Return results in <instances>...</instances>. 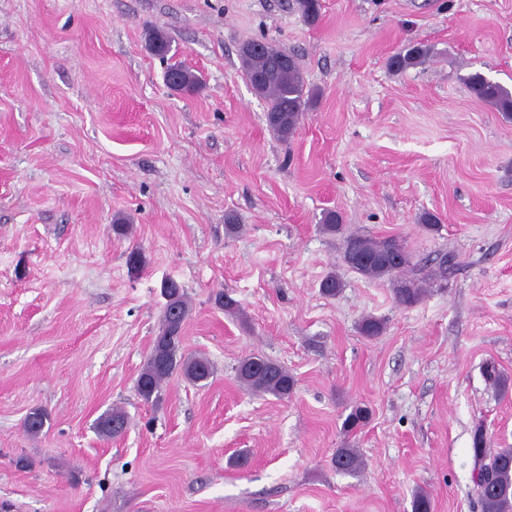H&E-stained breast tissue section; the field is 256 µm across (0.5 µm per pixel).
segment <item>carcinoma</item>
<instances>
[{"label": "carcinoma", "instance_id": "obj_1", "mask_svg": "<svg viewBox=\"0 0 512 512\" xmlns=\"http://www.w3.org/2000/svg\"><path fill=\"white\" fill-rule=\"evenodd\" d=\"M297 4L310 24L319 21L320 0H297ZM148 41L155 54L161 57L168 54L169 40L162 32L149 33ZM429 54L427 47L410 46L392 55L388 66L402 71L422 63ZM239 56L247 81L255 93L268 102V126L278 138L289 140L313 101V94L306 89L296 58L262 41L244 43ZM167 72L179 78L180 91L191 92L201 84L196 74L178 63L170 65ZM466 82L478 100L512 119V89L481 73L470 75ZM343 260L349 268L368 279L388 281L396 301L405 307H411L422 299L426 281L441 282L448 278V257H442L427 276L421 277L411 253L395 237L350 234L345 238ZM168 294L169 307L162 312L152 351L137 380V391L146 402L159 399L163 384L177 373L193 384L208 380L213 373L207 358L182 352V330L191 305L182 286L174 280L169 281ZM237 379L253 392L277 398L290 396L295 388V380L285 367L259 355L241 360ZM368 418L369 410L358 406L348 414L343 426L351 431L363 425ZM46 420L47 415L37 409L29 413L24 427L27 433L36 436L44 428ZM127 424L125 413L113 411L99 420L97 428L103 436L114 438L124 432ZM472 450V492L481 512H512V448L489 450L484 428L478 424L472 435ZM333 465L338 471L355 474L362 468L363 461L356 450L340 448L333 457Z\"/></svg>", "mask_w": 512, "mask_h": 512}]
</instances>
